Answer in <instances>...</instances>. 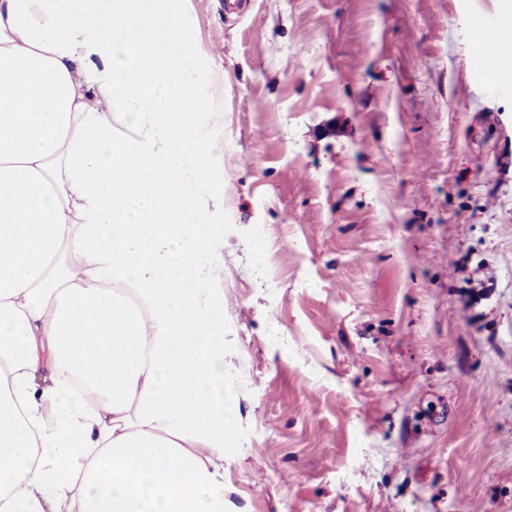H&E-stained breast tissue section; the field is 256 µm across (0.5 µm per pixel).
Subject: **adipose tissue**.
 <instances>
[{"instance_id": "adipose-tissue-1", "label": "adipose tissue", "mask_w": 512, "mask_h": 512, "mask_svg": "<svg viewBox=\"0 0 512 512\" xmlns=\"http://www.w3.org/2000/svg\"><path fill=\"white\" fill-rule=\"evenodd\" d=\"M182 0H0V512H231L222 198Z\"/></svg>"}]
</instances>
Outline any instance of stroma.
Wrapping results in <instances>:
<instances>
[{
    "instance_id": "35a3bbf8",
    "label": "stroma",
    "mask_w": 512,
    "mask_h": 512,
    "mask_svg": "<svg viewBox=\"0 0 512 512\" xmlns=\"http://www.w3.org/2000/svg\"><path fill=\"white\" fill-rule=\"evenodd\" d=\"M504 0H183L224 200L235 512H512ZM472 31L470 59L479 73L486 75L496 62L512 55V32L502 30L493 19H476Z\"/></svg>"
}]
</instances>
